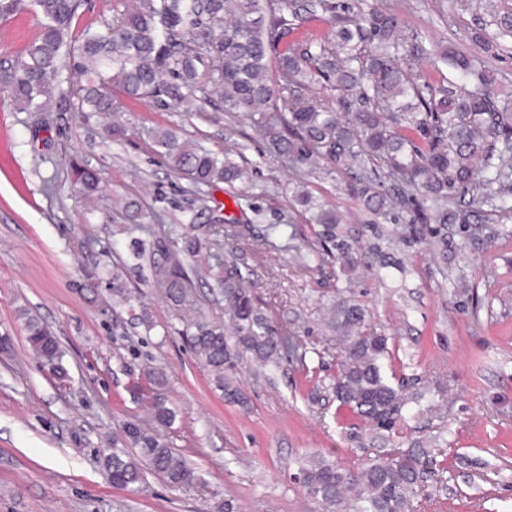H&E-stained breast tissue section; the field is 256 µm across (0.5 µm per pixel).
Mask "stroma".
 Here are the masks:
<instances>
[{
  "label": "stroma",
  "mask_w": 512,
  "mask_h": 512,
  "mask_svg": "<svg viewBox=\"0 0 512 512\" xmlns=\"http://www.w3.org/2000/svg\"><path fill=\"white\" fill-rule=\"evenodd\" d=\"M428 38L465 48L472 16L456 0H385ZM24 13L0 23V62L37 35ZM126 128L112 142L104 122L76 112L43 116L0 100V335L12 349L0 356V512H313L291 473L311 452L346 464L372 457L379 442L349 441L355 419L331 385L336 348L323 322L337 295L372 313L375 331L391 338L385 362L392 380L417 378L447 390L436 411L407 416L394 441L443 435L426 476L419 512H512V219L470 238L448 227L450 251L440 258L430 240L403 242L409 212L390 210L378 224L355 198L353 171L326 162L290 166L251 139L247 124L200 118L195 107L160 109L125 103ZM169 127L182 139L229 153L245 179L209 189L175 174L142 134ZM81 155L99 170L102 189L86 199L66 172ZM308 191L336 208L344 229L363 244L390 238L401 269H362L346 278L318 268L311 248L316 224L292 205ZM240 203H233V196ZM138 201L146 224L131 225ZM226 220L298 225L289 246L242 247L237 263L272 315L313 353L309 372L285 365L265 377L245 364L239 383L247 406L226 403L191 354L181 331L188 314L144 284L125 279L130 301L114 304L108 283L89 288L87 274L122 270L134 239L189 221L205 224L212 208ZM56 333L69 370L58 381L30 350L23 314ZM152 330H145L141 317ZM161 370L176 420L168 430L175 452L197 479L176 487L161 475L127 489L113 487L102 465L109 440L125 422L150 425L147 371Z\"/></svg>",
  "instance_id": "1"
}]
</instances>
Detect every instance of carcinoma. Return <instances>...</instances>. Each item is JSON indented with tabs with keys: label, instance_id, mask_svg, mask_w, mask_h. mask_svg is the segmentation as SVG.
<instances>
[{
	"label": "carcinoma",
	"instance_id": "1",
	"mask_svg": "<svg viewBox=\"0 0 512 512\" xmlns=\"http://www.w3.org/2000/svg\"><path fill=\"white\" fill-rule=\"evenodd\" d=\"M492 9L476 17L469 41L495 53L512 41V0H486ZM84 0H0V21L33 13L36 38L8 65L0 66V94L22 112L75 110L88 120L116 116L123 101L158 108L195 105L204 117L227 112L245 119L281 161H326L386 171L391 181L360 178L356 198L374 216L399 206L413 213L411 228L435 239L448 259L450 224L477 238L493 217L512 218V89L501 85L475 54L427 45L403 15L377 4L366 10L336 0H137L106 33L90 26L73 31ZM315 21L330 25L324 35ZM169 168L197 187L212 188L244 177L227 156L183 140L170 129L147 131ZM72 184L85 197L101 189L99 172L75 156ZM488 207L481 211L479 205ZM319 268L340 264L353 274L370 268L379 248H365L339 228L333 208L316 217ZM295 224H269L272 238H297ZM244 238L236 225L179 224L163 235L132 244L128 266L164 289L177 305L206 282L224 297V320L194 317L181 335L212 376L225 401L245 406L237 380L249 361L278 369L291 361L307 371L309 348L280 325L257 299L236 264H191L204 245ZM325 324L336 341V399L360 421L347 434L388 441L403 410L419 409L421 391L407 392L385 375L389 340L371 327L362 304L338 298ZM27 343L59 378L67 376L58 339L34 317L25 321ZM151 418L169 428L175 414L165 397L151 403ZM138 448L130 454L127 444ZM104 466L116 488L143 480V464L168 483L193 481L185 460L168 440L128 422L122 449L112 441ZM430 464L418 442L394 444L357 468L313 455L298 470V482L321 512H416Z\"/></svg>",
	"mask_w": 512,
	"mask_h": 512
}]
</instances>
